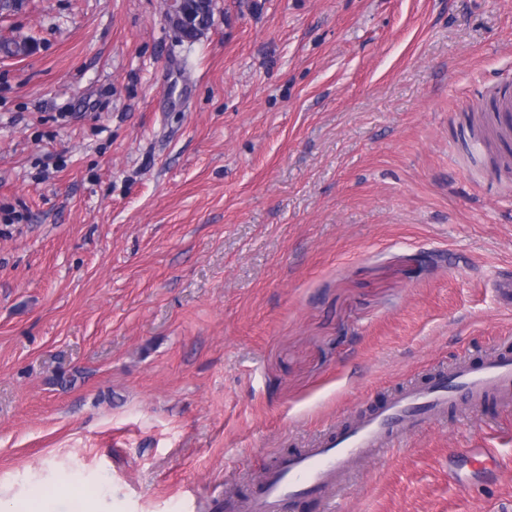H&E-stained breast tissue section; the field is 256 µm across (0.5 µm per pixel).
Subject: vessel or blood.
Instances as JSON below:
<instances>
[{"label": "vessel or blood", "mask_w": 512, "mask_h": 512, "mask_svg": "<svg viewBox=\"0 0 512 512\" xmlns=\"http://www.w3.org/2000/svg\"><path fill=\"white\" fill-rule=\"evenodd\" d=\"M499 133L512 137V95L497 101L493 115ZM495 394L512 404V347L490 351L481 364L459 359L428 378L413 379L392 391L380 404H366L341 429L319 433L298 452L279 456L241 498L240 512H287L311 496H329L356 476L359 464L401 442L425 422L455 411L466 416Z\"/></svg>", "instance_id": "b4317fda"}]
</instances>
